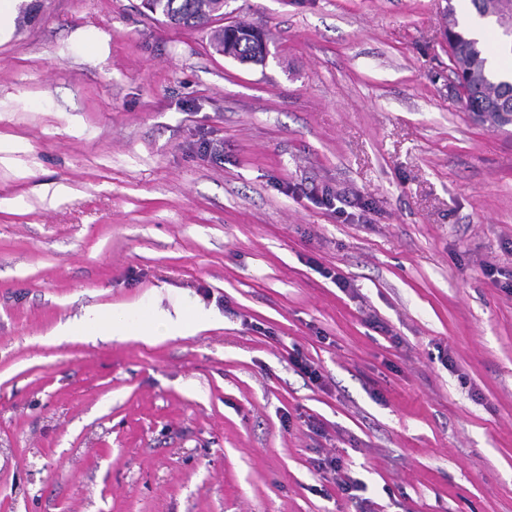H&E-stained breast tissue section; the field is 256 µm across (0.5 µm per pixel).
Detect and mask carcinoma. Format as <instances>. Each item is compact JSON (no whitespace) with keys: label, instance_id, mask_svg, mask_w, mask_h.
Instances as JSON below:
<instances>
[{"label":"carcinoma","instance_id":"obj_1","mask_svg":"<svg viewBox=\"0 0 512 512\" xmlns=\"http://www.w3.org/2000/svg\"><path fill=\"white\" fill-rule=\"evenodd\" d=\"M471 4L479 17L492 19L501 38L512 44V0H471ZM153 6L171 23L197 27L222 15L224 0H153ZM448 19V57L457 84L464 89L466 110L477 113L491 126L509 122L512 80H503L488 68L482 44L460 25L451 4ZM212 41L216 51L240 62L265 63L266 42L261 33L243 38L235 26L228 25L215 30Z\"/></svg>","mask_w":512,"mask_h":512}]
</instances>
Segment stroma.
<instances>
[{
    "mask_svg": "<svg viewBox=\"0 0 512 512\" xmlns=\"http://www.w3.org/2000/svg\"><path fill=\"white\" fill-rule=\"evenodd\" d=\"M452 13L224 0L191 29L25 0L0 42V512H512V290L485 274L512 273V123L455 94ZM234 23L265 65L213 49ZM134 305L217 320L53 334Z\"/></svg>",
    "mask_w": 512,
    "mask_h": 512,
    "instance_id": "1",
    "label": "stroma"
}]
</instances>
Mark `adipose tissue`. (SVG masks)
I'll list each match as a JSON object with an SVG mask.
<instances>
[{"label":"adipose tissue","mask_w":512,"mask_h":512,"mask_svg":"<svg viewBox=\"0 0 512 512\" xmlns=\"http://www.w3.org/2000/svg\"><path fill=\"white\" fill-rule=\"evenodd\" d=\"M133 314L135 323H127L123 313L99 308L87 311L79 322L59 326L62 336H182L206 329L211 322V313L197 308L188 313L182 309L164 312L155 309L137 308Z\"/></svg>","instance_id":"ef3b65f1"}]
</instances>
